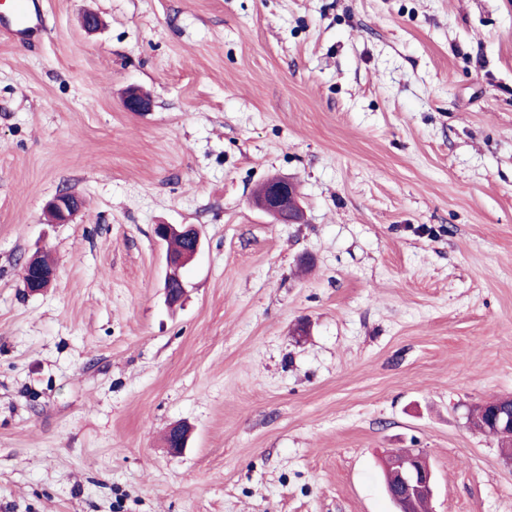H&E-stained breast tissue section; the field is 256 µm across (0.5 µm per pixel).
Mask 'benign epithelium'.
Listing matches in <instances>:
<instances>
[{
    "label": "benign epithelium",
    "mask_w": 512,
    "mask_h": 512,
    "mask_svg": "<svg viewBox=\"0 0 512 512\" xmlns=\"http://www.w3.org/2000/svg\"><path fill=\"white\" fill-rule=\"evenodd\" d=\"M124 107L129 112H147L151 109L150 99L138 91H131L124 100ZM268 192L255 201L261 210L275 218L288 223L298 224L301 220L296 186L291 181L272 179L267 182ZM79 209V201L73 194L62 191L54 196L47 205V214L55 224L70 223ZM184 234L194 240V250L188 254L167 255L165 263L173 270L193 260L202 250L203 236L200 227L195 224H158L154 234L161 243L172 234ZM27 265L35 267L33 284L27 287L31 292L42 290L39 283H52L56 276L54 266H41V259L32 257ZM496 436L500 439L501 453L512 462V419L495 423ZM394 483L386 490L397 507V512H414L413 506L419 499L432 501L435 492L434 475L427 455L419 449L409 454L401 465L390 464Z\"/></svg>",
    "instance_id": "benign-epithelium-1"
}]
</instances>
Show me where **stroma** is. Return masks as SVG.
<instances>
[{
  "instance_id": "1",
  "label": "stroma",
  "mask_w": 512,
  "mask_h": 512,
  "mask_svg": "<svg viewBox=\"0 0 512 512\" xmlns=\"http://www.w3.org/2000/svg\"><path fill=\"white\" fill-rule=\"evenodd\" d=\"M44 2L0 28V512H395L398 448L512 512L467 419L512 394V0ZM158 224L204 231L174 306ZM2 6L0 19L7 18L19 37L29 38L43 30L44 16L34 0H10ZM268 192H265L266 184L261 186L256 196H261L255 205L261 210L273 215L275 218L288 224H298L301 220L296 186L292 181L286 182L280 179H272L267 182ZM78 209V198L67 191H62L49 201L47 214L54 224H69ZM36 257L37 256H33L32 258L27 259L25 261L27 263V265L37 267L34 271V278L32 275L31 268H27L24 265V283L31 282V279L33 278L32 286H29V287L26 286L27 290L31 291V292H38V291H41L43 288H47L53 282V280L55 279V276H56L55 267L53 265H50L51 262L46 257H43L42 261L45 265H47V266L50 265L49 267H41V259L36 258ZM40 282H43V283L46 282L47 284H46V286H43V283H42V285L39 286Z\"/></svg>"
}]
</instances>
